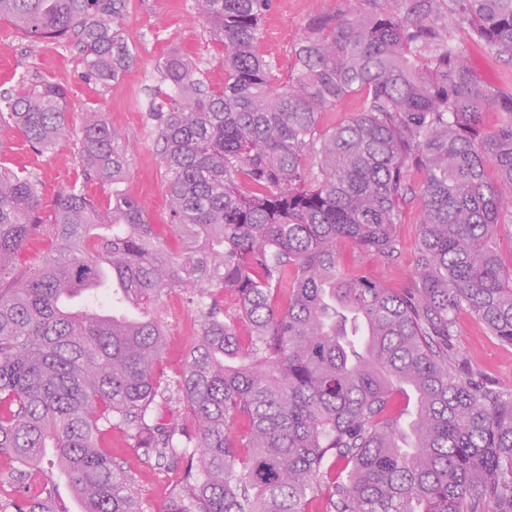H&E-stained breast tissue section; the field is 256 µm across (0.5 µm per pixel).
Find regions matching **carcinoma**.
Instances as JSON below:
<instances>
[{
	"label": "carcinoma",
	"instance_id": "cac0c4a2",
	"mask_svg": "<svg viewBox=\"0 0 512 512\" xmlns=\"http://www.w3.org/2000/svg\"><path fill=\"white\" fill-rule=\"evenodd\" d=\"M194 2L224 85L179 47L158 64L167 90L147 119L166 223L121 189L129 147L102 112L76 131L82 182L51 212L37 174L0 165V512H143L133 464L104 446L114 428L177 474L158 512H307L315 497L324 512H512V386L463 357L453 320L467 309L512 345L498 244L505 226L512 238V94L457 43L465 29L512 59V0H344L304 25L285 78L260 51L269 0ZM128 7L0 0V21L67 44L105 85L136 59ZM14 78L0 131L48 154L70 129L67 91ZM349 97L360 110L324 126ZM93 184L112 186L108 211ZM416 201L411 286L340 269L343 239L395 257ZM98 277L139 316L71 307ZM172 294L198 313L177 372L163 364Z\"/></svg>",
	"mask_w": 512,
	"mask_h": 512
}]
</instances>
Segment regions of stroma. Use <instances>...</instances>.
Here are the masks:
<instances>
[{"label":"stroma","mask_w":512,"mask_h":512,"mask_svg":"<svg viewBox=\"0 0 512 512\" xmlns=\"http://www.w3.org/2000/svg\"><path fill=\"white\" fill-rule=\"evenodd\" d=\"M337 5V0H271L262 18V53L280 71H287L292 64L290 48L305 23ZM125 31L137 48L136 60L117 81L102 86L87 81L78 59L64 48L31 46L11 26L0 22V90L13 87L12 73L16 70L30 72L41 81L64 84L72 131L78 130L85 112L105 113L123 143L133 149L124 184L126 193L145 206L153 223L161 224L166 211L162 174L145 125V106L160 85L156 66L173 47L186 46L203 60L209 82L220 86L224 83L222 51L211 41L193 0H132ZM458 43L469 67L481 81L503 92L512 91V60L463 37ZM0 162L37 173L48 209L52 208L57 192L79 181L82 174L70 135L61 139L54 153L41 156L32 152L18 133L1 132ZM418 212V205H411L403 224L396 227L400 240L398 258L388 260L375 253H363L352 243L343 242L337 247L341 269L348 272L360 266L373 280L396 289L407 287L415 270ZM165 309L169 341L164 358L167 366L175 370L181 367L195 336L198 314L178 296L168 298ZM454 319L458 331L455 343L460 353L487 375L503 384H512V345L502 344L491 336L483 323L467 311H457Z\"/></svg>","instance_id":"35a3bbf8"}]
</instances>
